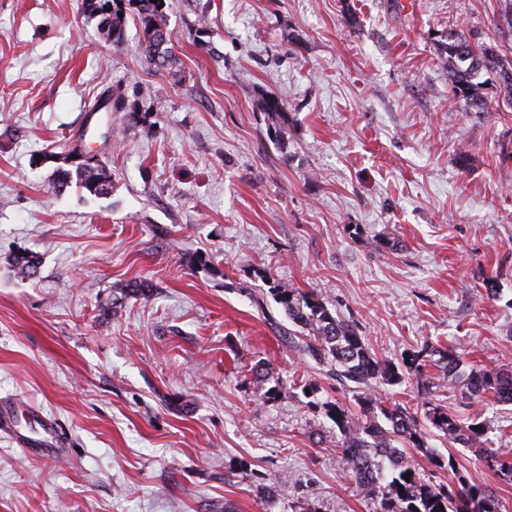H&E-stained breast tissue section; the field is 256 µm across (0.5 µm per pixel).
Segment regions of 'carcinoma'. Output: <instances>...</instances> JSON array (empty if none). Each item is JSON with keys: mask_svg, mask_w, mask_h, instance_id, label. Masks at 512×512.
Here are the masks:
<instances>
[{"mask_svg": "<svg viewBox=\"0 0 512 512\" xmlns=\"http://www.w3.org/2000/svg\"><path fill=\"white\" fill-rule=\"evenodd\" d=\"M170 0H81L85 16L96 21L103 39L114 46L125 41L128 20H133L140 33L145 57L155 67L171 69L177 59L171 50V36H162L168 30L167 11ZM443 67L448 73L452 97L466 103L468 111L482 114L488 111L486 86L492 75L505 82L512 92V59L488 46L473 47L462 31L448 30L447 41L441 48ZM284 101L271 94L263 102L270 131L282 138L287 133V113ZM80 153L77 148L62 157L55 169L53 188L60 192L70 185L93 195L105 196L112 192V172L107 164L88 157L81 163L71 161ZM8 264L20 278L34 276L37 258L27 252L14 253ZM263 279L269 284V293L279 305L292 329L288 335L309 337L301 351L321 367L336 382L351 389L360 406V415L352 414L336 402H310L324 410L339 437L336 447L341 450L346 470L355 484L380 501V512H507L502 498L469 473L456 469L453 458H435V466L448 471V484L434 485L424 479L414 465L405 461L400 448L394 445L403 438L414 448L425 447L423 434L408 408L376 391L379 385H400L406 379L417 377L429 365L442 366L443 375L453 381L457 368L456 355L449 349L441 350L431 344L402 356L392 362L375 358L367 349L356 328L333 313L316 293L300 291L277 283L269 274ZM151 291L146 281H135L112 290V297L101 309L112 312L129 298L145 296ZM273 372L262 361L253 367V382L260 385L263 397L274 398L276 387L268 386ZM492 395L501 403H512V369L509 367L476 368L461 387L462 398L481 399ZM425 418L436 429L465 447H478L487 468L502 480L512 483V464L502 460L499 449L489 447L487 429L476 414L464 424L451 410L425 403ZM410 480H405L406 473Z\"/></svg>", "mask_w": 512, "mask_h": 512, "instance_id": "1", "label": "carcinoma"}]
</instances>
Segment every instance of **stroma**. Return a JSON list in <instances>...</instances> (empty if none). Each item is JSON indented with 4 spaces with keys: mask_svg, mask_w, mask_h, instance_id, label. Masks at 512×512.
Listing matches in <instances>:
<instances>
[{
    "mask_svg": "<svg viewBox=\"0 0 512 512\" xmlns=\"http://www.w3.org/2000/svg\"><path fill=\"white\" fill-rule=\"evenodd\" d=\"M508 1L172 0L176 76L135 24L105 42L81 0H0V512H376L295 383L359 406L302 354L261 274L322 294L379 359L428 342L458 348L462 381L512 368V104L467 112L439 58L451 28L512 58ZM108 89L147 121L92 113ZM270 93L284 143L259 109ZM79 140L109 195L53 191L42 154ZM20 249L35 277L9 271ZM142 280L148 297L101 315ZM432 397L480 414L512 457V404L462 402L444 379ZM47 418L55 456L20 443ZM422 429L407 462L439 482L433 456L452 457L512 510L478 448ZM285 103L277 95H268L263 102V110L269 120L270 131L276 138H283L287 133V112H284ZM151 291V285L146 281H135L120 285L112 290V297L104 302L101 309L106 312H113L115 308L121 307L129 298L146 296Z\"/></svg>",
    "mask_w": 512,
    "mask_h": 512,
    "instance_id": "35a3bbf8",
    "label": "stroma"
}]
</instances>
